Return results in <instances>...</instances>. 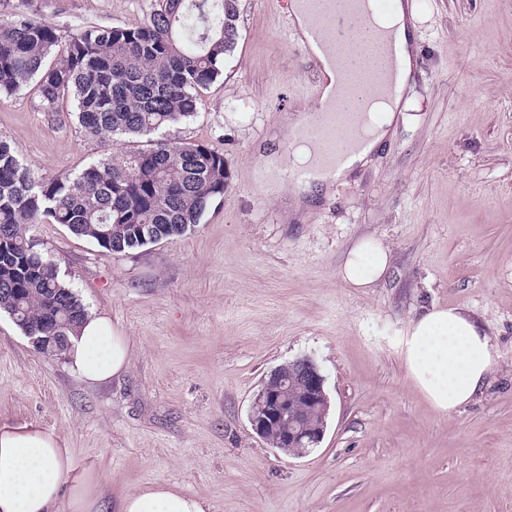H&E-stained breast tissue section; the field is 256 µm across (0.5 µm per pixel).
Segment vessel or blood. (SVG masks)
Returning a JSON list of instances; mask_svg holds the SVG:
<instances>
[{"mask_svg": "<svg viewBox=\"0 0 512 512\" xmlns=\"http://www.w3.org/2000/svg\"><path fill=\"white\" fill-rule=\"evenodd\" d=\"M300 2L309 27L303 30L289 26V41L302 47L312 41L324 45L339 65L337 104L319 109L300 135L322 143L324 166L328 172L336 173L344 168L350 148L362 147L366 141L364 127L357 122L356 115L371 109L367 92H376L387 99L397 94V52L393 37L381 27L364 29L354 24L355 19L365 13H390L392 0H346L347 12L343 15L337 14L334 0ZM360 38L366 42L369 63L364 68H352L346 61V51Z\"/></svg>", "mask_w": 512, "mask_h": 512, "instance_id": "vessel-or-blood-1", "label": "vessel or blood"}]
</instances>
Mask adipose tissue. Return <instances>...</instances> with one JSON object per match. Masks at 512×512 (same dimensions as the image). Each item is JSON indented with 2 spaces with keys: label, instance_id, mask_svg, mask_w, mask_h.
Instances as JSON below:
<instances>
[{
  "label": "adipose tissue",
  "instance_id": "adipose-tissue-1",
  "mask_svg": "<svg viewBox=\"0 0 512 512\" xmlns=\"http://www.w3.org/2000/svg\"><path fill=\"white\" fill-rule=\"evenodd\" d=\"M398 116L377 103L366 115L370 143L355 154L348 172L364 167L384 141ZM390 250L381 241L363 238L348 251L338 275L347 285L367 288L390 266ZM406 371L418 392L440 414L469 402L493 364L489 337L459 309L435 307L413 319L402 342ZM66 357L71 373L95 388L124 373L130 348L111 318L91 313L70 336ZM100 481L74 475L68 449L41 428L22 424L0 428V512H102ZM116 512H205L203 501L177 488L156 484L123 497Z\"/></svg>",
  "mask_w": 512,
  "mask_h": 512
}]
</instances>
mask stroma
<instances>
[{
    "label": "stroma",
    "mask_w": 512,
    "mask_h": 512,
    "mask_svg": "<svg viewBox=\"0 0 512 512\" xmlns=\"http://www.w3.org/2000/svg\"><path fill=\"white\" fill-rule=\"evenodd\" d=\"M417 54L401 115L369 164L291 216L259 191L285 114L312 107L311 56L278 0H239V36L196 114L169 138L223 153L229 186L181 237L115 253L61 224L31 232L91 312L129 339V367L89 388L0 312V427L30 423L101 479L106 505L154 484L207 512H512V0H409ZM148 0H0L69 34L143 21ZM0 139L35 176L78 172L122 143L84 136L64 98L0 99ZM372 237L388 275L338 270ZM455 307L489 337L480 392L436 413L401 349L412 319ZM311 359L328 397L303 457L254 433L265 375ZM390 249L374 238H362L348 251L339 278L354 288H370L390 266Z\"/></svg>",
    "instance_id": "stroma-1"
}]
</instances>
